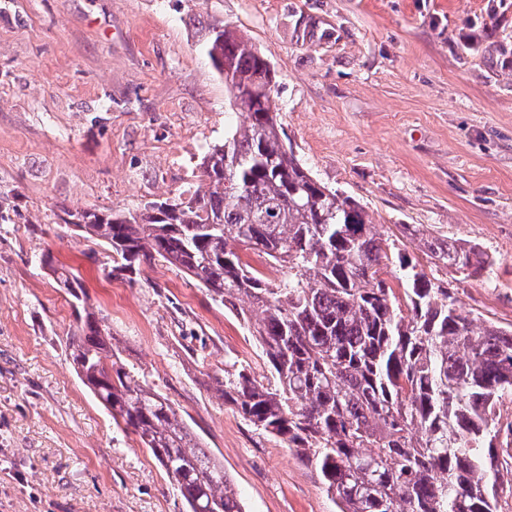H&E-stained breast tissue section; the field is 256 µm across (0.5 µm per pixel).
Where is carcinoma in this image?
<instances>
[{
    "label": "carcinoma",
    "mask_w": 512,
    "mask_h": 512,
    "mask_svg": "<svg viewBox=\"0 0 512 512\" xmlns=\"http://www.w3.org/2000/svg\"><path fill=\"white\" fill-rule=\"evenodd\" d=\"M203 50L225 81L224 129L200 163L205 189L156 198L127 213L61 205L108 253V276L129 280L160 260L198 282L255 338L271 379L224 369L221 397L319 472L338 512H497L501 427L512 397V327L476 325L453 293L429 279L361 203L315 179L285 141L275 71L236 27L213 24ZM19 195L0 224H28ZM403 236L437 266L480 277L493 259L477 244ZM281 273L271 282L240 251ZM43 263L72 298L74 369L139 438L173 482L185 512H245L230 478L169 400L132 374L80 279Z\"/></svg>",
    "instance_id": "obj_1"
}]
</instances>
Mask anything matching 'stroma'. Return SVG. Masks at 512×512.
Returning <instances> with one entry per match:
<instances>
[{"label": "stroma", "instance_id": "obj_1", "mask_svg": "<svg viewBox=\"0 0 512 512\" xmlns=\"http://www.w3.org/2000/svg\"><path fill=\"white\" fill-rule=\"evenodd\" d=\"M228 22L276 72L295 155L400 225L479 246L480 278L406 250L476 321L512 326V0H0V512H183L170 479L77 377L66 289L81 279L126 367L219 459L246 512H337L310 466L220 398L226 364L269 372L237 317L175 267L107 277L53 204L115 211L200 184L235 115L201 50ZM14 201L7 205L0 202V224H29L32 223L26 215L27 207L22 206L19 194H14Z\"/></svg>", "mask_w": 512, "mask_h": 512}]
</instances>
